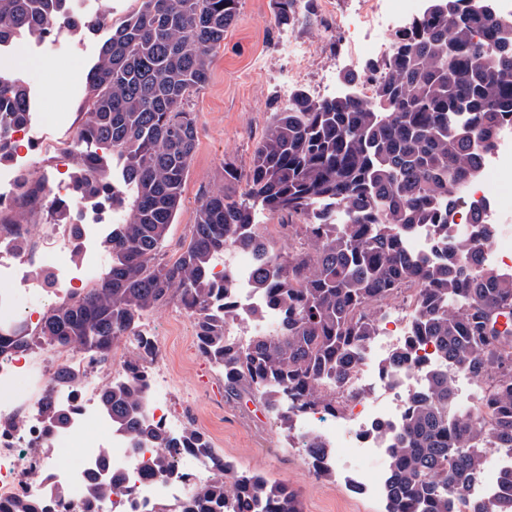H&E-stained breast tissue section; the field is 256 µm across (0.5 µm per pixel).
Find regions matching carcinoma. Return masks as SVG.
<instances>
[{
  "mask_svg": "<svg viewBox=\"0 0 512 512\" xmlns=\"http://www.w3.org/2000/svg\"><path fill=\"white\" fill-rule=\"evenodd\" d=\"M137 11L111 26L86 75L87 98L75 143L93 142L122 164L118 188L97 155L76 150L79 199L106 201L124 213L104 240L107 272L79 298L43 316L35 332H0V356L68 347L103 363L135 336L127 360L131 378L106 387L101 409L135 445L190 448L207 459L211 476L191 484L175 504L146 512H302L299 493L285 482L237 470L204 434L170 435L142 415L152 341L136 335L140 319L173 301L189 310L197 348L224 372V392L259 400L291 426L292 414L334 415L340 395L356 397L349 375L360 351L379 335L382 302L415 285L407 342L388 370L406 360L416 342L433 343L483 383L489 411L477 421L456 405L446 373H431L412 399L390 441L386 512H455V501L478 475L482 449H512V272L481 269V243L470 232L448 236L463 190L480 175L482 149L512 125V16L493 0H426L394 40V52L366 65L380 79L369 97L357 93L361 76L341 77L345 92L315 98L292 92L257 141L247 190L239 198L220 187L202 195L189 241L165 258L171 224L183 209L182 190L198 141L189 108L210 79L213 52L237 21L239 0H139ZM274 23L295 25L313 14L314 0H275ZM101 13H73L71 0H0V43L35 40L64 25L94 32ZM0 154L13 124L32 118L22 78L0 70ZM296 220L284 254L254 223L255 207ZM429 224L446 245V258L420 263L404 238ZM249 251L257 263L254 287L264 292L279 322L240 345L226 334L236 311L224 299L229 285L213 265L228 249ZM51 432L70 415L52 392L40 403ZM120 485L103 457L90 474L85 498L68 512H104ZM473 512H512V497H493Z\"/></svg>",
  "mask_w": 512,
  "mask_h": 512,
  "instance_id": "carcinoma-1",
  "label": "carcinoma"
}]
</instances>
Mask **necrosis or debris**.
<instances>
[{
    "label": "necrosis or debris",
    "instance_id": "necrosis-or-debris-1",
    "mask_svg": "<svg viewBox=\"0 0 512 512\" xmlns=\"http://www.w3.org/2000/svg\"><path fill=\"white\" fill-rule=\"evenodd\" d=\"M364 9L358 17L361 25L378 27L384 33L377 45L380 55L389 54L396 34L422 9V0H362ZM14 152L22 159L21 170L0 168V212L18 203L17 180L20 171L35 166L33 150L50 153L53 171L42 176L41 191L32 197L34 208L50 200H70L74 214L64 224H45L40 231L28 227L0 226V329L32 325L36 310L45 293L60 300L77 297L86 284L107 270L110 260L96 242L105 234L95 210L77 198V188L66 173L73 159V139L34 132L32 126L14 127L10 133ZM469 205L482 212L487 223L497 226L492 243L482 253L484 263L512 269V250L506 249L503 228L512 222V208L497 202L481 190L466 191ZM30 237L26 252L14 247L18 235ZM222 268L234 275L238 322L229 328L232 336L247 333L256 310H263V298L252 287L251 262L238 261L232 251H225ZM411 361L396 367L393 374L377 372L379 360L374 345H367L359 364L350 375L353 388L369 391L368 399H343L332 420L319 413H303L295 418V428L304 437L319 438L323 446L316 449L311 464L320 470L335 471L340 449L354 452V472L363 491L385 496L388 487L386 469L373 465L376 456L389 454L386 434L399 428L405 418L413 392L423 384L429 371H446L460 391L464 409L479 419L486 409L480 395L475 394V380L465 369L448 363L437 355L432 345L414 349ZM67 366L78 372V383L67 388H53V375L58 367ZM127 376L120 358L106 366L91 364L84 354L67 348L40 350L21 355L0 357V505L22 498L48 502L50 512H62L52 495L54 487H65L70 502L81 500L87 474L98 463L102 452H109L112 471L122 478L108 512H142L145 505L162 496L180 498L184 487L199 481L208 473L205 458L185 448L172 449L173 472L157 474V448L134 445L129 435L113 430L110 420L101 412L97 397L102 387ZM171 384L164 377L148 382L145 414L148 420L169 433L178 435L189 429L192 417L175 410L170 402ZM52 393L56 402L72 409L70 425L54 436H47L39 400ZM101 432L105 441L93 439ZM75 448L68 464H58L40 451L44 441Z\"/></svg>",
    "mask_w": 512,
    "mask_h": 512
}]
</instances>
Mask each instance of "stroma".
Returning <instances> with one entry per match:
<instances>
[{
    "mask_svg": "<svg viewBox=\"0 0 512 512\" xmlns=\"http://www.w3.org/2000/svg\"><path fill=\"white\" fill-rule=\"evenodd\" d=\"M358 0H315L313 15L293 27L272 22L274 0H239L236 24L213 55L211 78L191 100L197 115L198 143L184 185V207L170 229L167 252L180 249L189 234L191 213L200 196L223 187L240 196L244 182L224 180L225 164L247 173L256 142L273 112L286 106L292 87L316 94L351 70L363 72L374 60L368 47L375 37L356 24ZM109 28L59 34L58 52L30 57L33 41L15 49V63L30 89L32 120L51 135L75 134L85 100V76L97 59ZM295 45L306 58L297 77H289L286 48ZM153 334L162 356L157 371L173 378L171 401L197 412L196 427L218 454L237 469L256 471L283 481L301 493L304 512H384V500L350 487L353 467L342 459L340 475L323 478L313 472L293 432L282 429L260 403H237L224 394V377L200 354L184 357L195 327L178 304L150 312L141 320Z\"/></svg>",
    "mask_w": 512,
    "mask_h": 512,
    "instance_id": "obj_1",
    "label": "stroma"
}]
</instances>
